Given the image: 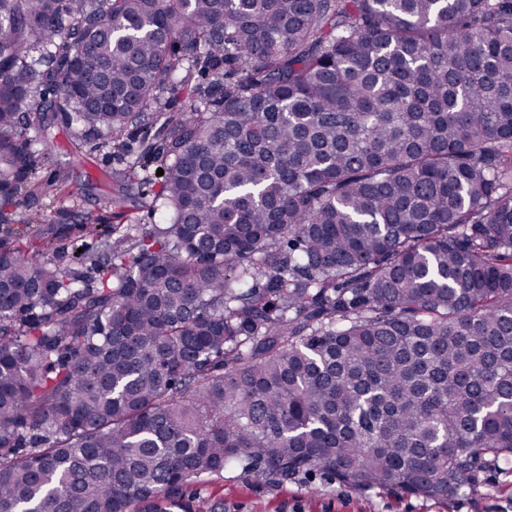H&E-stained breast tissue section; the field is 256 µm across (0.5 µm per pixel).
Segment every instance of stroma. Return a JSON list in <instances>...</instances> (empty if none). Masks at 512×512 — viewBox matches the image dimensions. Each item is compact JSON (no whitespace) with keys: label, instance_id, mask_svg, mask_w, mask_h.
I'll return each instance as SVG.
<instances>
[{"label":"stroma","instance_id":"stroma-1","mask_svg":"<svg viewBox=\"0 0 512 512\" xmlns=\"http://www.w3.org/2000/svg\"><path fill=\"white\" fill-rule=\"evenodd\" d=\"M53 138L49 162L36 175L34 186L23 188L10 208L14 218L41 211L45 223L24 228L14 243L23 253L44 251L46 258L69 265L75 249L96 251L99 242L83 216L104 226L156 224L155 185L131 175V165L154 174L156 165L146 148L150 138L173 133V125H154L144 133L130 125L113 144L90 131L66 125L62 113L51 115ZM111 175L102 189L98 175ZM202 496L223 498L224 512H512V469H479L473 489L448 501L416 498L397 489L360 490L314 472L305 478L269 484L237 470L209 477Z\"/></svg>","mask_w":512,"mask_h":512}]
</instances>
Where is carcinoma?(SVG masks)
Here are the masks:
<instances>
[{"mask_svg":"<svg viewBox=\"0 0 512 512\" xmlns=\"http://www.w3.org/2000/svg\"><path fill=\"white\" fill-rule=\"evenodd\" d=\"M32 71L114 143L188 106L169 223L78 254L98 285L0 240V512L512 464V0H0L3 224L48 160Z\"/></svg>","mask_w":512,"mask_h":512,"instance_id":"cac0c4a2","label":"carcinoma"}]
</instances>
